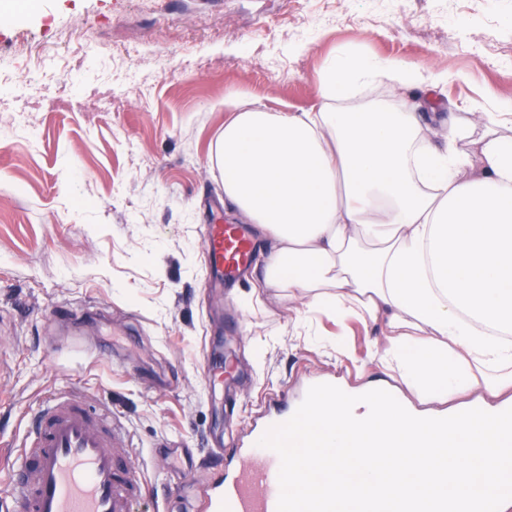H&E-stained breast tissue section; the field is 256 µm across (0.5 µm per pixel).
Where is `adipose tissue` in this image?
I'll use <instances>...</instances> for the list:
<instances>
[{
	"instance_id": "1",
	"label": "adipose tissue",
	"mask_w": 512,
	"mask_h": 512,
	"mask_svg": "<svg viewBox=\"0 0 512 512\" xmlns=\"http://www.w3.org/2000/svg\"><path fill=\"white\" fill-rule=\"evenodd\" d=\"M447 82L343 56L318 76L316 111L229 100L215 158L225 199L266 240L263 285L371 323V361L398 369L401 393L452 411L418 416L357 391L321 393L288 427L298 503L321 481L334 512H368L380 497L389 512H434L441 498L468 512L478 495L512 512V419L457 412L474 396L512 403V103L452 120L438 142L437 115L413 90ZM358 90L368 99L355 105Z\"/></svg>"
}]
</instances>
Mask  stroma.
Listing matches in <instances>:
<instances>
[{
	"label": "stroma",
	"mask_w": 512,
	"mask_h": 512,
	"mask_svg": "<svg viewBox=\"0 0 512 512\" xmlns=\"http://www.w3.org/2000/svg\"><path fill=\"white\" fill-rule=\"evenodd\" d=\"M345 53L448 70L443 117L512 103V0H39L0 22V113L22 116L0 123V443L81 386L131 434L156 491L137 512H181L169 488L206 495L224 477L215 440L246 435L270 398L397 378L358 320L293 311L253 276L232 332L205 291L202 227L238 220L212 205L225 97L309 111ZM73 335L96 356L68 351Z\"/></svg>",
	"instance_id": "stroma-1"
}]
</instances>
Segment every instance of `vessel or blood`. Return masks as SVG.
<instances>
[{"label":"vessel or blood","mask_w":512,"mask_h":512,"mask_svg":"<svg viewBox=\"0 0 512 512\" xmlns=\"http://www.w3.org/2000/svg\"><path fill=\"white\" fill-rule=\"evenodd\" d=\"M203 241L211 283L231 288L259 259L244 224H208ZM29 451L10 466L7 482L19 512H135L148 485L127 455L120 418L72 386L47 397L34 417ZM284 422L270 417L249 448L232 449L235 469L208 496V512H295L284 460Z\"/></svg>","instance_id":"b4317fda"}]
</instances>
